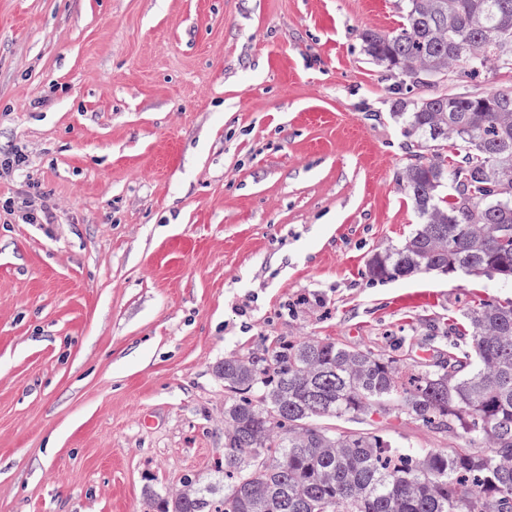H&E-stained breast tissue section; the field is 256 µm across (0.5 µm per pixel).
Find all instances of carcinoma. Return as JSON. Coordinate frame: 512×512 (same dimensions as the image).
Segmentation results:
<instances>
[{"mask_svg":"<svg viewBox=\"0 0 512 512\" xmlns=\"http://www.w3.org/2000/svg\"><path fill=\"white\" fill-rule=\"evenodd\" d=\"M365 53L411 84L456 63H512V0H406L395 34L361 33ZM421 148L460 142L462 160L418 157L402 180L421 224L369 259L371 279L423 272L512 282V90L396 101ZM448 183L452 193L443 196ZM470 347L424 370L313 338L231 357L218 480L187 477L153 512H512V301L465 314ZM407 416L457 439L413 450L324 418Z\"/></svg>","mask_w":512,"mask_h":512,"instance_id":"carcinoma-1","label":"carcinoma"}]
</instances>
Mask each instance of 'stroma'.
<instances>
[{
    "label": "stroma",
    "mask_w": 512,
    "mask_h": 512,
    "mask_svg": "<svg viewBox=\"0 0 512 512\" xmlns=\"http://www.w3.org/2000/svg\"><path fill=\"white\" fill-rule=\"evenodd\" d=\"M404 8L0 0V152L24 158L0 169V512H152L224 458L225 358L314 337L427 368L466 349L468 308L512 299L368 276L420 222L395 100L512 89V65L409 87L374 63L361 32ZM338 426L451 442L403 416Z\"/></svg>",
    "instance_id": "35a3bbf8"
}]
</instances>
